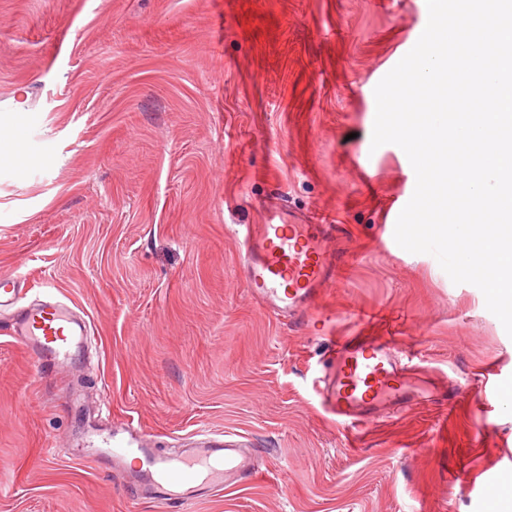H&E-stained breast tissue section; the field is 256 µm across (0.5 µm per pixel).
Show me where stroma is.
Segmentation results:
<instances>
[{"mask_svg": "<svg viewBox=\"0 0 512 512\" xmlns=\"http://www.w3.org/2000/svg\"><path fill=\"white\" fill-rule=\"evenodd\" d=\"M426 0H0V277L89 327L40 365L0 312V512H501L512 500V337L482 291L394 240L416 184L372 148L379 81ZM341 225L328 332L248 292L240 224ZM371 315L439 388L348 449L318 379ZM151 447L220 432L260 472L180 507L98 462L104 428ZM79 456L83 465L72 464Z\"/></svg>", "mask_w": 512, "mask_h": 512, "instance_id": "35a3bbf8", "label": "stroma"}]
</instances>
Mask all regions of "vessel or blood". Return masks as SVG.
Here are the masks:
<instances>
[{"label":"vessel or blood","mask_w":512,"mask_h":512,"mask_svg":"<svg viewBox=\"0 0 512 512\" xmlns=\"http://www.w3.org/2000/svg\"><path fill=\"white\" fill-rule=\"evenodd\" d=\"M336 227L289 216L278 224H246L240 230L245 250L241 272L254 297L269 312L308 322L340 262L330 237ZM24 288L18 282L0 289V309H16L14 335L39 360L63 361L75 340L88 334L61 303L20 307ZM321 395L326 407L350 429L357 430L390 412L423 403L411 367L397 358L385 336L354 333L337 339L327 356ZM113 465L128 476L148 477L154 495L188 504L236 486L256 472V456L237 442L218 437L168 453L146 447L137 433L106 441L103 449Z\"/></svg>","instance_id":"obj_1"}]
</instances>
